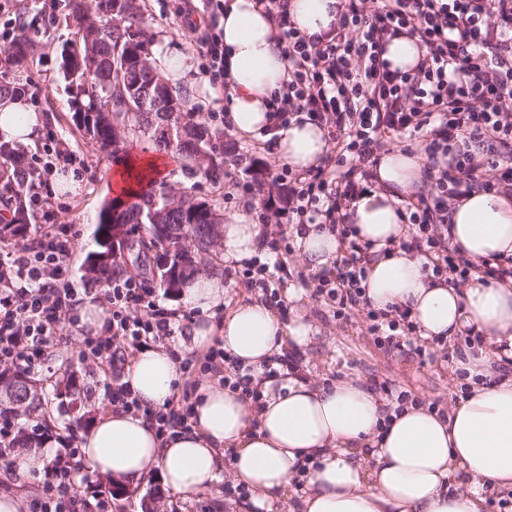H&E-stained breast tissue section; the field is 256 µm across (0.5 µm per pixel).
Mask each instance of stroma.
Listing matches in <instances>:
<instances>
[{
	"mask_svg": "<svg viewBox=\"0 0 512 512\" xmlns=\"http://www.w3.org/2000/svg\"><path fill=\"white\" fill-rule=\"evenodd\" d=\"M185 0H141L142 23L151 39L150 60L158 69L177 53L186 58V67L171 84L186 94L193 108L222 111L225 90L204 85L203 60L183 23ZM77 23L71 16L69 0H20L16 12L0 14V32L12 29L27 39L35 51L21 65H13L0 52V71L24 84L25 101L32 111L42 113L44 122L34 147L24 153L33 168H41L47 147L62 144L76 159L74 166L58 165L54 176L38 183L37 190L45 201L44 208H29V232L25 238L6 240V247L32 244L40 235L45 221L74 225L78 238L73 254L77 281L87 279L84 261L96 248L94 232L100 213L111 203L113 172L116 166L108 152L83 139L73 120L71 96L62 76V54L72 39ZM211 129L223 132L224 172L222 183H211L188 177L178 163H171L166 177L175 193L207 199L224 216L245 215L255 222V208L267 207L268 231L291 234L292 225L278 199L279 189L272 183L281 172L279 162L265 140L246 141L238 138L228 123L214 121ZM78 169L81 190L71 195L56 187L58 175ZM254 187L253 200H245L241 184ZM51 219H44V212ZM288 316L303 315L313 328V342L304 355L303 366L321 384H335L357 377L366 383L392 380L396 386L413 390L427 401H441L451 407L456 383L443 363H420L417 356L400 358L379 349L364 334L360 318L345 321L334 317L319 299L305 295L302 302L287 305ZM230 477H223L220 486L190 500H181L167 491L159 477L149 476L137 485H127L122 496H113L112 512H245L242 500L225 491Z\"/></svg>",
	"mask_w": 512,
	"mask_h": 512,
	"instance_id": "35a3bbf8",
	"label": "stroma"
}]
</instances>
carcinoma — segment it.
<instances>
[{
	"label": "carcinoma",
	"instance_id": "obj_1",
	"mask_svg": "<svg viewBox=\"0 0 512 512\" xmlns=\"http://www.w3.org/2000/svg\"><path fill=\"white\" fill-rule=\"evenodd\" d=\"M110 19L105 22L82 23L76 32V40L81 46L92 44L97 52L108 59L106 69L93 72H64L71 88V105L74 109L75 124L84 131L86 138L107 151L114 158L127 156L130 143L143 137L154 146L170 153L183 162L186 173L191 177H202L214 183L224 180V162L216 157L202 166L196 164V141L202 136L208 139L202 143L207 150L215 152L213 140L219 133L212 130L204 121L190 112L187 97L177 93L164 83L165 92L183 110L185 124L183 135H156L160 126V115L150 97L144 98L135 111L124 108L123 90L117 74L123 66L125 54L137 51L128 45L127 29L139 27L140 5L137 0H123L119 12L112 13L113 0H102ZM121 118L123 142L119 147L112 146V117ZM35 181V172L10 147L0 143V200L4 201L10 219L0 225V238H23L28 233L27 190ZM171 186L163 179L149 177L140 181L138 191L127 199L117 196L112 203L122 207L118 215L119 223H112V207H107L95 230L99 250L91 253L98 258V266L90 269V277L97 284H104L112 275L122 270L124 256L112 253V242L133 238L138 251L154 253L159 287L179 294L182 284L194 276V255L212 249L210 228L194 209L206 206L208 202L192 198H182V210H166V201ZM62 379L57 384L56 395L59 406L69 411H79L84 406L85 384L79 371L74 368L72 357L62 355ZM20 382L26 390L25 398L12 401L0 400V415H9L23 410L37 414L44 410L45 400L37 383L26 373L0 372V383L7 387ZM9 447L21 452L26 448L37 447V437L18 430L9 440Z\"/></svg>",
	"mask_w": 512,
	"mask_h": 512
}]
</instances>
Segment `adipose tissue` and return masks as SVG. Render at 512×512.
<instances>
[{
  "instance_id": "adipose-tissue-1",
  "label": "adipose tissue",
  "mask_w": 512,
  "mask_h": 512,
  "mask_svg": "<svg viewBox=\"0 0 512 512\" xmlns=\"http://www.w3.org/2000/svg\"><path fill=\"white\" fill-rule=\"evenodd\" d=\"M339 2L290 0V16L301 34L314 37L330 30ZM219 25L230 87L225 116L234 134L274 132L282 162L298 172L316 169L329 152L326 129L304 115L287 128L274 127L269 99L288 80V60L270 14L256 0H229ZM41 125L22 99L0 102V139L32 144ZM425 162L421 153L382 155L376 188L351 203L349 221L372 245L366 283L375 308L409 305L425 338L453 337L467 325L483 331L486 345L456 361L468 376L483 378L466 398L443 416L408 404L394 417L357 378L330 387L293 375L265 379L261 408L207 383L199 388L193 426L167 441L139 415L115 410L97 418L80 442L83 466L128 483L155 472L170 493L186 499L220 482L226 454L233 480L250 490L252 512L287 499L306 464L308 487L294 512H481L485 487L512 490V375H500L512 363V283L475 275L453 288L401 249L407 231L401 201L421 185ZM448 225L450 245L472 262L512 255V197L473 191L452 202ZM221 244L228 260L263 249L259 226L242 215L224 223ZM295 244L313 273L332 268L339 256L336 236L325 230L308 228ZM226 292L220 275L200 274L180 296L185 306L206 311L222 306ZM312 333L303 317L283 321L256 300L228 310L221 324L201 321L187 348L217 337L258 371L289 347H307ZM125 379L142 406L158 409L176 392L182 372L165 348L150 347L127 367Z\"/></svg>"
}]
</instances>
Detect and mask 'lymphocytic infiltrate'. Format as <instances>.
I'll list each match as a JSON object with an SVG mask.
<instances>
[{"mask_svg":"<svg viewBox=\"0 0 512 512\" xmlns=\"http://www.w3.org/2000/svg\"><path fill=\"white\" fill-rule=\"evenodd\" d=\"M276 7L282 51L288 58L285 92L272 98L277 127L295 116L327 126L334 144L335 181L324 169L288 181V214L297 230L328 227L341 254L333 269L313 275V294L331 306L337 318L362 317L365 330L380 348L406 357L435 359L420 344L418 324L408 306L382 310L366 297L368 244L355 236L342 211L377 176L384 139L426 136L425 174L435 182L428 194L405 202L408 235L403 250L423 258L426 269L461 287L473 274L500 283L512 281V256L473 263L448 242L446 217L452 201L473 189L512 196V0H344L332 29L307 39L288 15V0ZM223 0L212 13L190 25L199 34V52L213 86L224 85V34L219 27ZM425 47L410 70L391 68L387 42L397 36ZM77 232L71 224L43 225L39 239L0 254V368L34 372L80 323L87 294L75 287L72 256ZM268 260L253 257L235 268L237 281L259 290L263 302L281 307L280 288L288 276L293 244L285 237L267 239ZM99 300L107 316L103 328L82 335L80 356L108 366L109 403L141 415L162 438L189 429L198 399V374L217 376L220 385L260 403L263 393L254 370L215 340L203 361L184 358L175 343L183 317L162 308L154 288L137 276L113 278ZM160 345L180 357L183 382L162 408H142L124 380L127 357ZM76 449L65 439L44 472L33 512H110L105 499L77 494L83 477Z\"/></svg>","mask_w":512,"mask_h":512,"instance_id":"obj_1","label":"lymphocytic infiltrate"}]
</instances>
